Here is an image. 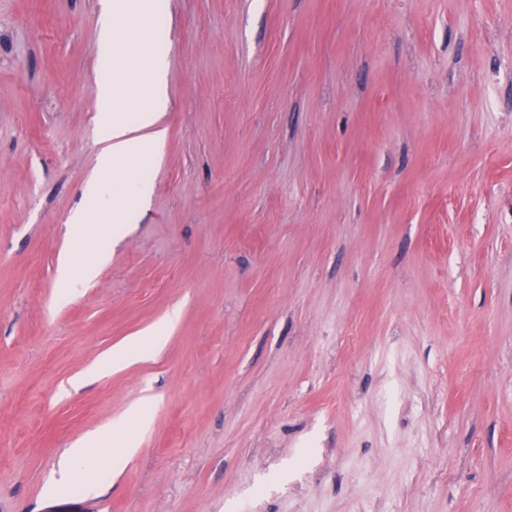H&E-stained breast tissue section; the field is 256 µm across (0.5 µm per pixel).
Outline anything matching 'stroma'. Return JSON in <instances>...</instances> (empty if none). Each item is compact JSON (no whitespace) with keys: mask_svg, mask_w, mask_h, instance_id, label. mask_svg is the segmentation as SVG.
<instances>
[{"mask_svg":"<svg viewBox=\"0 0 512 512\" xmlns=\"http://www.w3.org/2000/svg\"><path fill=\"white\" fill-rule=\"evenodd\" d=\"M99 0H0V512H512V0H155L153 191L58 281ZM181 316L143 361L71 387ZM117 473L56 487L144 399ZM152 405L151 400H145L131 415L123 417L118 423H113L111 431L100 435L92 434L74 444L61 464L64 475L61 484L75 478L85 479L89 458L109 439H112L114 448L105 455V467L110 472L121 468L136 450L138 433L149 423L147 409Z\"/></svg>","mask_w":512,"mask_h":512,"instance_id":"35a3bbf8","label":"stroma"}]
</instances>
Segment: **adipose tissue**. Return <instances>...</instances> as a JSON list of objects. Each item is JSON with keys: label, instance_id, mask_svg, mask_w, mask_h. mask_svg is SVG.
I'll list each match as a JSON object with an SVG mask.
<instances>
[{"label": "adipose tissue", "instance_id": "adipose-tissue-1", "mask_svg": "<svg viewBox=\"0 0 512 512\" xmlns=\"http://www.w3.org/2000/svg\"><path fill=\"white\" fill-rule=\"evenodd\" d=\"M96 77L98 136L104 145L96 168L87 181L82 204L72 211L67 233L76 243L75 253L61 254L58 278L63 286L90 277L97 263L106 259L99 252L88 261L79 260L84 250L107 231H120L131 208H144L152 183L146 169L164 146L161 126L167 109V58L153 51L143 33L124 32L116 20L128 15H146L153 0H101ZM179 317L170 312L163 323L133 337L92 366L88 377H97L148 357L166 338L168 326ZM150 401L112 425L108 434H93L70 448L61 464L65 480L85 478L87 462L104 442L112 448L105 456L108 471L121 468L136 450L139 432L149 422Z\"/></svg>", "mask_w": 512, "mask_h": 512}]
</instances>
